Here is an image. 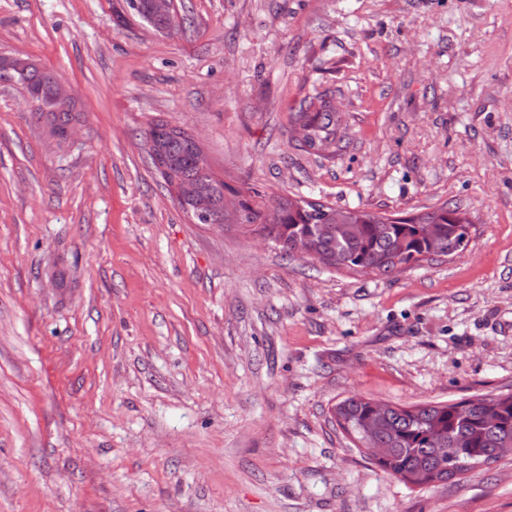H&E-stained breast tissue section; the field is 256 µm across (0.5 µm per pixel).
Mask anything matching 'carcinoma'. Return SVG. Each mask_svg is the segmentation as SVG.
Returning a JSON list of instances; mask_svg holds the SVG:
<instances>
[{"label": "carcinoma", "instance_id": "obj_1", "mask_svg": "<svg viewBox=\"0 0 512 512\" xmlns=\"http://www.w3.org/2000/svg\"><path fill=\"white\" fill-rule=\"evenodd\" d=\"M129 7L160 32L176 26L177 14L151 10L150 0H127ZM56 76L39 67L28 71L22 89L36 104L39 119L60 135L79 119L75 101L55 97ZM291 124L305 131L298 147L309 154L334 156L342 150V114L326 93L302 99L291 112ZM144 141L161 143L163 154L150 156L153 167L167 171L161 177L171 190L180 184L195 186L214 205L211 221L240 224L294 255L299 242L317 254L319 263L335 269L389 273L398 264L413 266L427 257H453L470 242L471 220L458 205L446 203L416 216L377 214L364 208H336L322 203L271 198L254 188L241 191L216 178L191 134L159 120L144 132ZM436 225L429 240L423 225ZM434 402L417 406L393 405L387 415H375L373 401L349 397L334 407L340 426L357 440L371 434L389 449L375 462L384 473L404 485L423 489L439 474L448 480L468 472L469 463H491L512 457V394Z\"/></svg>", "mask_w": 512, "mask_h": 512}]
</instances>
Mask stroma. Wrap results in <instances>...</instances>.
Returning <instances> with one entry per match:
<instances>
[{"label":"stroma","instance_id":"35a3bbf8","mask_svg":"<svg viewBox=\"0 0 512 512\" xmlns=\"http://www.w3.org/2000/svg\"><path fill=\"white\" fill-rule=\"evenodd\" d=\"M178 2L159 33L126 0H0V56L82 110L61 140L0 83V512H512V460L412 489L333 416L512 393V0ZM319 92L333 158L292 139ZM157 120L236 186L451 202L471 242L379 275L197 223ZM342 114L327 93L302 99L291 112V124L305 131L298 147L309 154L335 156L342 150Z\"/></svg>","mask_w":512,"mask_h":512}]
</instances>
